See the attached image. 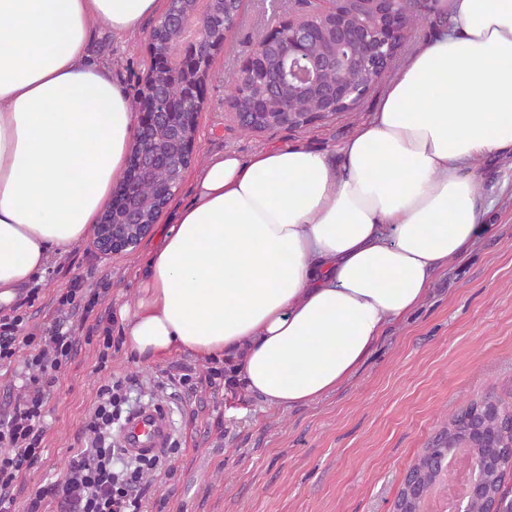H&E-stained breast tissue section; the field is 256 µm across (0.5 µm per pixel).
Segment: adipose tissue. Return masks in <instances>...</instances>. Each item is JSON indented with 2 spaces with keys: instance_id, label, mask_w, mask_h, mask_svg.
I'll return each instance as SVG.
<instances>
[{
  "instance_id": "obj_1",
  "label": "adipose tissue",
  "mask_w": 512,
  "mask_h": 512,
  "mask_svg": "<svg viewBox=\"0 0 512 512\" xmlns=\"http://www.w3.org/2000/svg\"><path fill=\"white\" fill-rule=\"evenodd\" d=\"M435 33L330 154L303 141L210 157L144 254L125 345L238 362L290 408L351 378L432 276L488 226L473 165L512 156V0H446ZM158 0H0V304L87 240L127 165L135 116L89 50Z\"/></svg>"
}]
</instances>
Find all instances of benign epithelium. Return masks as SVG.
<instances>
[{
    "label": "benign epithelium",
    "instance_id": "7a95c632",
    "mask_svg": "<svg viewBox=\"0 0 512 512\" xmlns=\"http://www.w3.org/2000/svg\"><path fill=\"white\" fill-rule=\"evenodd\" d=\"M382 2L388 5L386 19L375 28L364 20L368 0H317L313 16L284 21L263 36L251 48L240 72L245 86L262 90L250 101L251 113L264 114L271 99L285 89L319 92L324 115L335 113L340 104L362 100L370 88L350 83L347 73L351 69L387 68V51L400 44L409 24V11L397 7V0ZM195 4L196 0H165L154 23V28L173 35L162 46L150 39L153 66L136 101L140 116L134 150L106 208L115 220L95 231L93 245L100 255L108 257L136 248L153 229L145 223L146 213L158 204L169 203L184 179L183 160L193 155L198 116L203 109L199 90L226 36L224 0H209V9L198 18L200 35L191 43L189 64L182 67L181 93L171 97L170 48L181 42L185 19ZM330 71L335 73L331 82L325 79ZM467 441L480 448L488 461L505 453L501 436L478 424L470 429ZM482 485V473L473 470L457 512H472Z\"/></svg>",
    "mask_w": 512,
    "mask_h": 512
}]
</instances>
